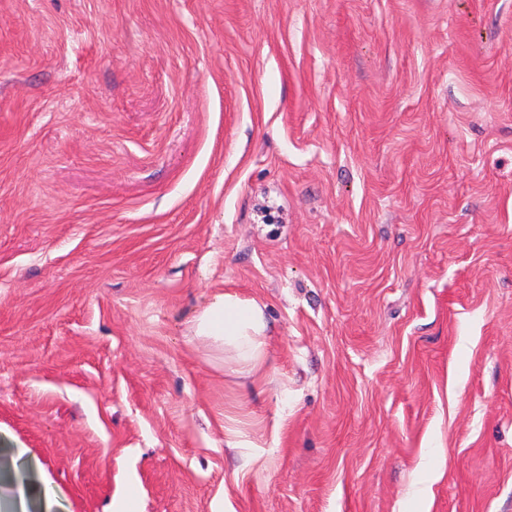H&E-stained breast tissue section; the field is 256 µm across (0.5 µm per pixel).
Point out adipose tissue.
I'll use <instances>...</instances> for the list:
<instances>
[{
	"label": "adipose tissue",
	"mask_w": 512,
	"mask_h": 512,
	"mask_svg": "<svg viewBox=\"0 0 512 512\" xmlns=\"http://www.w3.org/2000/svg\"><path fill=\"white\" fill-rule=\"evenodd\" d=\"M194 334L214 342L241 370L251 372L262 363L269 324L263 304L225 292L196 318Z\"/></svg>",
	"instance_id": "adipose-tissue-1"
}]
</instances>
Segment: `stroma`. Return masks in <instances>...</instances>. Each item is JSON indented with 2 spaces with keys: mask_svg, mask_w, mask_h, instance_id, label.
<instances>
[{
  "mask_svg": "<svg viewBox=\"0 0 512 512\" xmlns=\"http://www.w3.org/2000/svg\"><path fill=\"white\" fill-rule=\"evenodd\" d=\"M220 292L260 371L192 334ZM29 512H512V0H0V488ZM265 307L256 299L217 294L195 319L194 334L230 353L239 371H254L261 366L269 336Z\"/></svg>",
  "mask_w": 512,
  "mask_h": 512,
  "instance_id": "stroma-1",
  "label": "stroma"
}]
</instances>
